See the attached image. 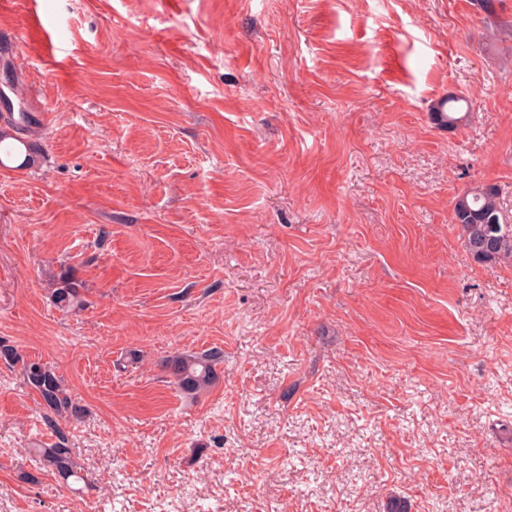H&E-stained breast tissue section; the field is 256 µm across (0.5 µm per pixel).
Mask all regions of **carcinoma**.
Wrapping results in <instances>:
<instances>
[{"mask_svg": "<svg viewBox=\"0 0 512 512\" xmlns=\"http://www.w3.org/2000/svg\"><path fill=\"white\" fill-rule=\"evenodd\" d=\"M446 117L450 131L463 125L469 117L468 102L456 96L448 97ZM453 222L460 226L466 248L476 262L490 263L512 258V212L505 211L500 205L495 186L483 185L458 196L453 207ZM52 300L62 310L80 308L83 300L79 283L71 279L64 281L54 289ZM0 360L20 368L23 382L38 393L46 412L61 417L78 413L62 377L54 368L25 359L11 346L0 345ZM223 361L224 351L212 347L198 355L171 356L162 362V367L182 391L197 395L214 383L215 367ZM34 452L59 479L65 482L87 480L72 449L65 442L36 448Z\"/></svg>", "mask_w": 512, "mask_h": 512, "instance_id": "carcinoma-1", "label": "carcinoma"}]
</instances>
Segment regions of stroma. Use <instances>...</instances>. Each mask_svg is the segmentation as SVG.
I'll return each instance as SVG.
<instances>
[{"label": "stroma", "mask_w": 512, "mask_h": 512, "mask_svg": "<svg viewBox=\"0 0 512 512\" xmlns=\"http://www.w3.org/2000/svg\"><path fill=\"white\" fill-rule=\"evenodd\" d=\"M0 35V93L49 114L0 172V343L84 410L0 361V512H512V260L452 222L482 185L512 212V30L474 0H13ZM442 95L466 125L432 129ZM212 347L198 396L160 366ZM61 436L84 492L30 452ZM446 98H448V112H445V115L447 117L448 131H451L457 129L468 120L469 104L462 98L445 95L435 99L431 105L443 112L444 108L440 106V103ZM52 300L59 309L67 311L79 309L83 304L79 283L73 279L65 280L59 288L54 289ZM0 359L9 366H19L23 382L38 393L41 405L47 413L61 417L65 414L75 416L78 413V408L64 387L62 377L54 368L46 363L25 359L11 346L0 345Z\"/></svg>", "instance_id": "obj_1"}]
</instances>
